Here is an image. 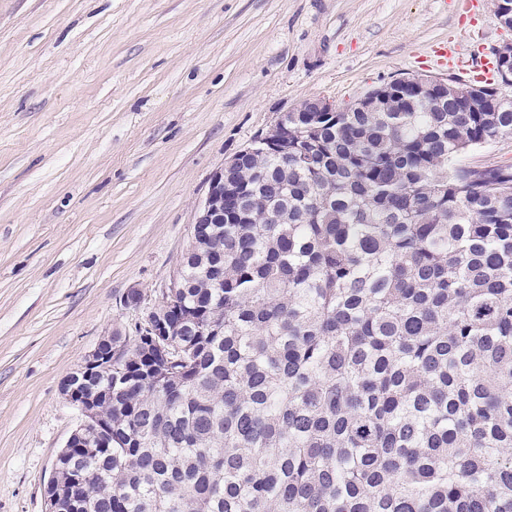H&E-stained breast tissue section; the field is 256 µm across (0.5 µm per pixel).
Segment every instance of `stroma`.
I'll use <instances>...</instances> for the list:
<instances>
[{"label": "stroma", "instance_id": "35a3bbf8", "mask_svg": "<svg viewBox=\"0 0 512 512\" xmlns=\"http://www.w3.org/2000/svg\"><path fill=\"white\" fill-rule=\"evenodd\" d=\"M457 38L512 30L494 0H0V512H46L61 384L160 303L214 171L307 99L458 79Z\"/></svg>", "mask_w": 512, "mask_h": 512}]
</instances>
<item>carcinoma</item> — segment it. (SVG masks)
Here are the masks:
<instances>
[{"instance_id": "1", "label": "carcinoma", "mask_w": 512, "mask_h": 512, "mask_svg": "<svg viewBox=\"0 0 512 512\" xmlns=\"http://www.w3.org/2000/svg\"><path fill=\"white\" fill-rule=\"evenodd\" d=\"M496 69L487 112H290L231 172L247 222L158 304L186 358L115 336L79 388L78 512H512V167L456 164L512 136Z\"/></svg>"}]
</instances>
